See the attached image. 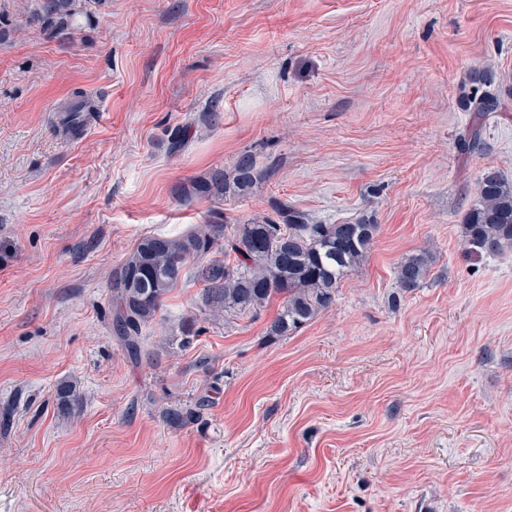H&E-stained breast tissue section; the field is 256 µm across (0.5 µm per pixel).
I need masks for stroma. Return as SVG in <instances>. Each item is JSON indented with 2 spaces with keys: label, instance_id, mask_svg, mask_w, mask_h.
Returning a JSON list of instances; mask_svg holds the SVG:
<instances>
[{
  "label": "stroma",
  "instance_id": "1",
  "mask_svg": "<svg viewBox=\"0 0 512 512\" xmlns=\"http://www.w3.org/2000/svg\"><path fill=\"white\" fill-rule=\"evenodd\" d=\"M22 3L0 0V512H512V251L461 236L481 172L512 180V0H107L68 35ZM483 69L501 105L467 149ZM245 152L247 193L177 200ZM281 201L378 224L334 304L270 343L277 305L197 316L188 275L130 358L109 281L138 240ZM62 118V125L67 131L81 129L88 119L86 116L93 112V105L90 99L83 93L77 95V99L72 102L66 109ZM86 112V113H85ZM431 263L427 252L406 255L395 267L396 283L401 290L411 291L418 288L426 278ZM208 398V395L198 397L193 407L189 405L180 408L168 409L165 412L166 419L174 425L189 423L196 417L198 410H201L202 407L206 406L209 402Z\"/></svg>",
  "mask_w": 512,
  "mask_h": 512
}]
</instances>
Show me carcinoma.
Instances as JSON below:
<instances>
[{
	"instance_id": "1",
	"label": "carcinoma",
	"mask_w": 512,
	"mask_h": 512,
	"mask_svg": "<svg viewBox=\"0 0 512 512\" xmlns=\"http://www.w3.org/2000/svg\"><path fill=\"white\" fill-rule=\"evenodd\" d=\"M28 2L33 23L64 30L72 28L78 17L93 14L103 0ZM468 103L479 118L499 108L498 98L488 92L471 96ZM92 111L90 99L81 94L65 109L62 125L69 132L78 130ZM259 177L253 156L245 153L232 171L214 169L200 181L178 185L174 194L185 201L195 196L222 200L247 192ZM477 195L462 224L463 243L487 255L512 249V183L499 171L487 169L477 182ZM274 213L226 224L221 213L213 212L197 231L140 238L110 281L112 331L126 350L139 354L144 327L157 318L166 295L192 263L197 264V279L204 285L199 306L204 315L222 317L229 324L243 315H258L279 301V310L266 327L269 341L292 335L328 309L341 281L365 258L378 225L368 219L315 224L286 202L278 203ZM215 251L224 257H211ZM430 263L427 252L403 257L395 267L398 287L404 291L419 287ZM79 400L77 384L59 387V412L70 413ZM208 402V396H200L192 406L167 410L166 419L174 425L186 424Z\"/></svg>"
}]
</instances>
